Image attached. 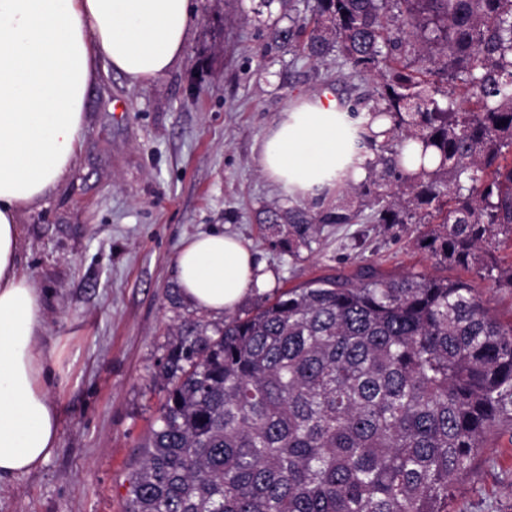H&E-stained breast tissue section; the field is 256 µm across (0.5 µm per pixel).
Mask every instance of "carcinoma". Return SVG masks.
<instances>
[{
  "mask_svg": "<svg viewBox=\"0 0 512 512\" xmlns=\"http://www.w3.org/2000/svg\"><path fill=\"white\" fill-rule=\"evenodd\" d=\"M274 31L382 80L335 203L269 210L288 252L323 224H431L441 261L512 288V0H315ZM465 89L456 99L431 82ZM388 130L372 129L378 119ZM437 164L412 172L415 148ZM165 399L125 512H448L492 432L512 428V322L470 284L371 264L281 292L244 317L189 316L159 365Z\"/></svg>",
  "mask_w": 512,
  "mask_h": 512,
  "instance_id": "cac0c4a2",
  "label": "carcinoma"
}]
</instances>
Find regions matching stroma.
<instances>
[{"label": "stroma", "mask_w": 512, "mask_h": 512, "mask_svg": "<svg viewBox=\"0 0 512 512\" xmlns=\"http://www.w3.org/2000/svg\"><path fill=\"white\" fill-rule=\"evenodd\" d=\"M184 58L151 83L129 86L102 64L87 92L74 167L20 217V269L40 288L45 349L65 375L50 395L58 447L31 473L0 481V512H123L131 474L164 397L157 378L167 331L194 315L173 304L176 255L212 231L248 244L266 277L238 315L320 277L352 276L359 259L387 274L463 280L512 319V290L418 248L423 224H326L291 253L258 215L292 206L261 171L260 144L281 112L324 92L358 105L378 82L336 58L317 64L272 31L288 24L259 0H191ZM453 512H512V432L488 437L451 503Z\"/></svg>", "instance_id": "35a3bbf8"}]
</instances>
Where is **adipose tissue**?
<instances>
[{
	"label": "adipose tissue",
	"instance_id": "obj_1",
	"mask_svg": "<svg viewBox=\"0 0 512 512\" xmlns=\"http://www.w3.org/2000/svg\"><path fill=\"white\" fill-rule=\"evenodd\" d=\"M190 0H0V480L40 468L58 445L48 390L64 376L39 344V288L18 267L19 219L73 166L98 64L145 85L181 63ZM335 100L282 112L260 145L261 169L288 196L319 200L355 155ZM184 298L221 314L264 276L247 246L221 233L186 240L176 257Z\"/></svg>",
	"mask_w": 512,
	"mask_h": 512
}]
</instances>
